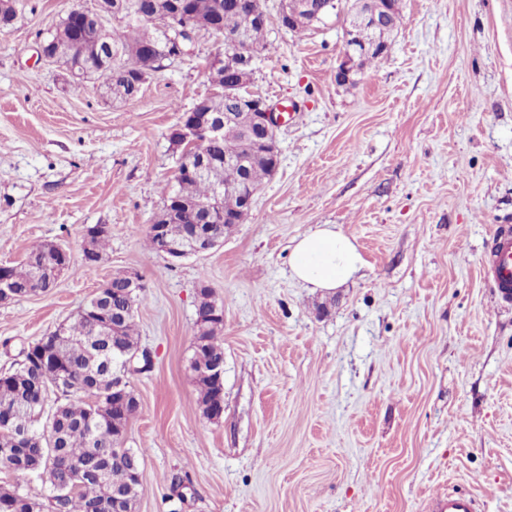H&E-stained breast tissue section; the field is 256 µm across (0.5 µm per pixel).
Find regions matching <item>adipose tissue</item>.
<instances>
[{"label": "adipose tissue", "mask_w": 512, "mask_h": 512, "mask_svg": "<svg viewBox=\"0 0 512 512\" xmlns=\"http://www.w3.org/2000/svg\"><path fill=\"white\" fill-rule=\"evenodd\" d=\"M289 263L304 287L332 291L361 270L363 259L352 237L335 225L320 224L294 241Z\"/></svg>", "instance_id": "adipose-tissue-1"}]
</instances>
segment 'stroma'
Instances as JSON below:
<instances>
[{
    "label": "stroma",
    "instance_id": "stroma-1",
    "mask_svg": "<svg viewBox=\"0 0 512 512\" xmlns=\"http://www.w3.org/2000/svg\"><path fill=\"white\" fill-rule=\"evenodd\" d=\"M263 3L252 88L299 111L243 223L173 261L147 248L179 165L169 134L213 93L222 40L200 33L192 56L116 98L36 56L72 7L96 0H17L0 29V266L39 242L72 260L48 290L0 302V373L132 274L153 359L130 378L136 512H430L451 492L512 512V302L482 268L512 225V0H401L386 53L352 87L335 81L342 20L300 38L280 27V0ZM99 224L108 245L89 269L85 233ZM320 224L364 259L331 293L288 266L294 239ZM203 284L224 305L216 420L188 369Z\"/></svg>",
    "mask_w": 512,
    "mask_h": 512
}]
</instances>
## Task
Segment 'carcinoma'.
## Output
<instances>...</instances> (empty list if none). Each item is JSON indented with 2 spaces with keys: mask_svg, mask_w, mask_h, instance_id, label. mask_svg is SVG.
Here are the masks:
<instances>
[{
  "mask_svg": "<svg viewBox=\"0 0 512 512\" xmlns=\"http://www.w3.org/2000/svg\"><path fill=\"white\" fill-rule=\"evenodd\" d=\"M170 0H98L94 14L102 22L114 19L120 29L107 30V41L96 37V29L77 28L65 16L49 38L63 53V63L83 58H112V82L117 97L128 96L129 80L150 77L164 67L160 62L148 66L141 56L143 48L158 43L159 28ZM224 11V50L240 52L245 43L265 47L267 27L256 25L237 11L224 9V0H192L195 18L206 21ZM212 80L225 87L237 75L217 60ZM204 112H233L236 121L224 129V141L202 145L206 150L224 151L241 132L250 129L249 112L223 94L207 99ZM273 148L247 164L227 165L221 171L196 178H175L164 188L165 196L184 200L215 202L214 184L248 186L256 191L271 176ZM47 247L32 246L25 263L6 268L11 298L25 297L51 286L48 275L34 263ZM101 298L94 297L66 325L62 340L44 336L25 345L11 368L0 376V469L42 478L50 474L52 495L43 504L21 494L18 489L0 488V512H112V493L125 496L124 509L135 512L142 485H129V470L141 468L139 452L124 447L129 419L112 414V386L123 379L127 391L128 375L117 362L122 354L139 351L135 330V312L144 301L139 294L127 299L126 277L115 276L106 285ZM223 311L213 290L203 287L198 294L196 314ZM223 322L205 320L197 325L195 343L189 358V370L197 390V405L207 418L212 408L224 401V380L213 368L224 362V342L220 336Z\"/></svg>",
  "mask_w": 512,
  "mask_h": 512,
  "instance_id": "1",
  "label": "carcinoma"
}]
</instances>
